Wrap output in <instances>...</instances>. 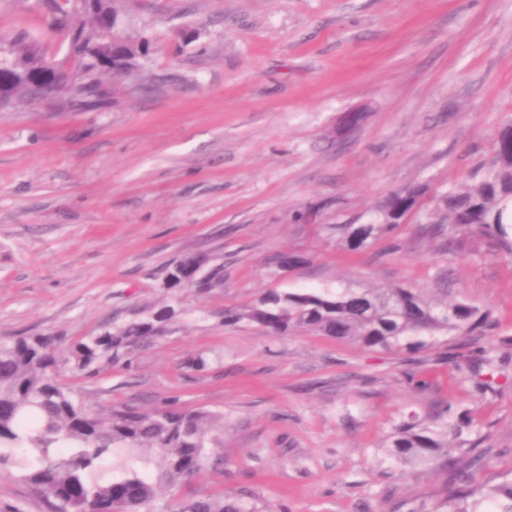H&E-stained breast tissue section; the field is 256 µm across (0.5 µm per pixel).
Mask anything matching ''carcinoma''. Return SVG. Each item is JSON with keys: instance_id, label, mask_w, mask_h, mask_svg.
Segmentation results:
<instances>
[{"instance_id": "1", "label": "carcinoma", "mask_w": 512, "mask_h": 512, "mask_svg": "<svg viewBox=\"0 0 512 512\" xmlns=\"http://www.w3.org/2000/svg\"><path fill=\"white\" fill-rule=\"evenodd\" d=\"M98 14L84 12L77 0L58 7L52 31L68 43L76 69L47 58L39 44L18 35L0 45L11 66L0 65V108L18 99L35 103L47 95L95 107L104 100L100 68L90 58L98 50ZM113 55L106 70L118 79L142 80L135 52ZM424 188L393 191L377 206L368 224H336L337 241L351 250L365 249L392 232L420 206ZM420 232L438 239L445 251L468 239L512 255V128L504 126L490 166L464 188L434 199ZM205 260L188 257L172 267L167 287L190 283L177 271L197 270ZM190 285L208 291L223 282L222 266ZM165 306L144 319L106 322L74 338L67 352L56 336H26L0 341V468H10L44 501L49 512H157L161 486L186 487L209 459L212 434L220 417L206 411L170 406L144 412L132 405L113 407L106 415L83 401L75 381L95 378L114 366L130 364L131 354L159 337L174 317ZM255 323L279 337L295 331L317 333L366 350L419 351L447 345L454 338L481 336L494 326L490 310L465 300L433 304L411 288L321 292H265L256 304L224 311V323ZM476 384L494 390L491 357L471 363ZM472 422L455 415L446 402L420 417L404 416L382 448L397 462L438 472L442 483L433 501L420 499L407 512H512V468L494 480L485 476L491 449ZM166 512H273L236 494L190 491L166 506Z\"/></svg>"}]
</instances>
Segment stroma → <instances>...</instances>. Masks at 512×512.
<instances>
[{"instance_id": "obj_1", "label": "stroma", "mask_w": 512, "mask_h": 512, "mask_svg": "<svg viewBox=\"0 0 512 512\" xmlns=\"http://www.w3.org/2000/svg\"><path fill=\"white\" fill-rule=\"evenodd\" d=\"M46 0H0V36L47 56ZM116 33L146 79L103 73V105L17 102L0 112V338L82 336L165 305V335L130 368L80 382L103 413L172 404L223 416L194 487L248 493L273 512H387L414 479L380 446L401 414L445 401L489 431L512 468V256L452 254L409 215L349 251L335 224H365L393 190L470 182L512 123V0H123ZM361 113L354 128L344 115ZM314 211V224L301 215ZM300 264L281 269L273 255ZM224 267L207 293L170 288L185 257ZM404 286L491 310L458 358L393 354L318 334L274 338L224 311L269 289ZM492 352L495 391L468 364ZM203 357L205 366L190 367ZM425 387H418V380ZM0 512H47L0 469Z\"/></svg>"}]
</instances>
